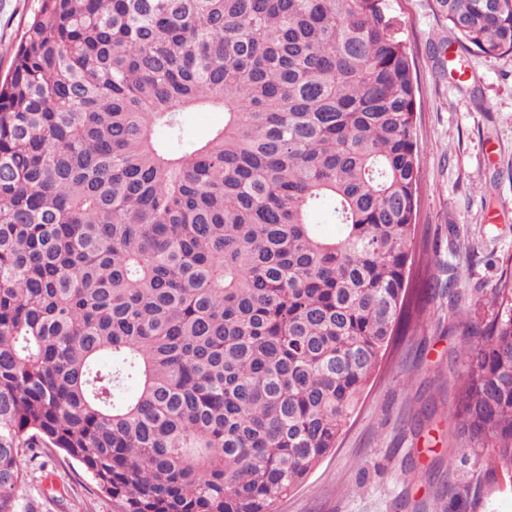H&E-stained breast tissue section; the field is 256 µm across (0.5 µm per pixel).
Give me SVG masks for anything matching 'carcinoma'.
<instances>
[{
    "mask_svg": "<svg viewBox=\"0 0 512 512\" xmlns=\"http://www.w3.org/2000/svg\"><path fill=\"white\" fill-rule=\"evenodd\" d=\"M436 3L512 53V0ZM416 121L391 0H39L0 81V512L40 444L121 512H276L426 321ZM503 265L483 317L447 285L481 486L512 482ZM224 125V112H186L184 114L185 138L189 142L203 139L210 131Z\"/></svg>",
    "mask_w": 512,
    "mask_h": 512,
    "instance_id": "1",
    "label": "carcinoma"
}]
</instances>
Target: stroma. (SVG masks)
Instances as JSON below:
<instances>
[{"instance_id":"obj_1","label":"stroma","mask_w":512,"mask_h":512,"mask_svg":"<svg viewBox=\"0 0 512 512\" xmlns=\"http://www.w3.org/2000/svg\"><path fill=\"white\" fill-rule=\"evenodd\" d=\"M418 83L417 137L421 195L416 222L428 241L431 275L458 277L471 305L492 288L512 256V53L464 54L435 0H393ZM39 0H0V76ZM429 319L404 337L376 373L336 448L277 512H448L466 497V512H512V485L477 487L479 457L449 448V422L439 416L414 435L407 418L423 395L452 398L447 292L426 302ZM416 460L418 471L406 469ZM440 461L448 494L424 469ZM27 476L13 512H119L81 466L56 448L28 450Z\"/></svg>"}]
</instances>
